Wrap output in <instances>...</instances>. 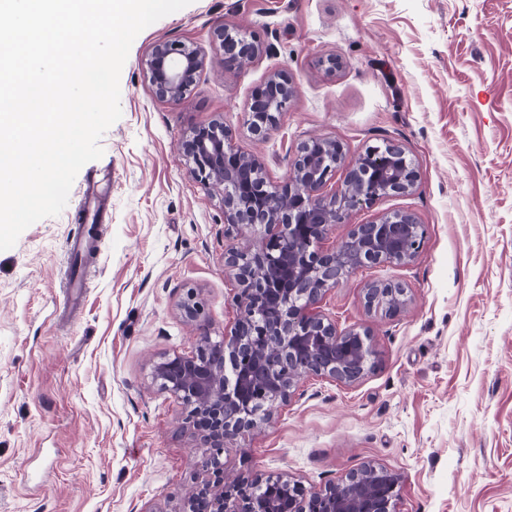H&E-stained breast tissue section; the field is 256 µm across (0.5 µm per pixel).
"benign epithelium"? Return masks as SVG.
<instances>
[{
	"mask_svg": "<svg viewBox=\"0 0 512 512\" xmlns=\"http://www.w3.org/2000/svg\"><path fill=\"white\" fill-rule=\"evenodd\" d=\"M214 34L226 65L249 63L261 53L258 44L233 36L223 25ZM205 65L198 49L166 42L156 43L144 62L156 94L172 102L190 91ZM292 97L288 78L272 75L250 103L252 131L264 134L275 127ZM180 149L191 175L222 193L224 223L239 233L262 231L258 239L250 236L224 250V273L236 283L231 336L212 338L204 304L189 290L180 309L198 331L196 352L167 356L152 372L161 390L189 408L187 424L206 444L209 479L188 492L187 512H231L224 487L225 441L251 433L306 377L352 384L374 367L369 333L337 331L321 310L322 296L358 267L413 262L425 226L410 212L394 211L353 225L331 251L319 242L352 210L410 194L419 173L396 144L350 157L336 140L311 136L291 160L288 181L273 186L262 162L237 149L218 119L195 128ZM338 172L340 190L325 192ZM405 294L399 282L365 287L368 308L387 313L403 305ZM236 495L243 501L240 512H400L401 485L398 475L367 464L318 492L276 477L245 484Z\"/></svg>",
	"mask_w": 512,
	"mask_h": 512,
	"instance_id": "obj_1",
	"label": "benign epithelium"
}]
</instances>
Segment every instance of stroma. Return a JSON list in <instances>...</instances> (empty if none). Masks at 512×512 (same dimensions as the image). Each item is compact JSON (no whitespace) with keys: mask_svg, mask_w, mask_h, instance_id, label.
I'll return each instance as SVG.
<instances>
[{"mask_svg":"<svg viewBox=\"0 0 512 512\" xmlns=\"http://www.w3.org/2000/svg\"><path fill=\"white\" fill-rule=\"evenodd\" d=\"M221 25L262 53L225 66ZM160 41L207 59L177 102L155 95L143 66ZM276 72L295 95L261 139L248 107ZM120 106L64 210L0 251V512H183L204 479L187 410L152 370L195 350L178 308L187 290L213 339L236 320L224 273L236 238L220 195L175 148L215 119L276 185L314 133L351 156L405 149L415 190L350 212L322 248L391 211L426 229L412 263L356 269L324 296L339 330L369 331L374 368L349 385L300 382L267 423L228 442L226 483L286 475L314 492L375 463L400 476V512H512V0H192L137 35ZM95 175L111 178L107 229L71 313L63 274ZM374 281L405 285L408 304L369 310Z\"/></svg>","mask_w":512,"mask_h":512,"instance_id":"35a3bbf8","label":"stroma"}]
</instances>
